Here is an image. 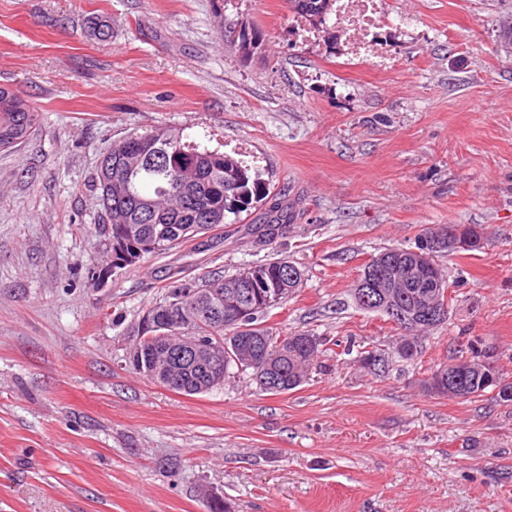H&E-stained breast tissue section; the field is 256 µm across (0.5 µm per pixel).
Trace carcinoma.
Listing matches in <instances>:
<instances>
[{"mask_svg":"<svg viewBox=\"0 0 512 512\" xmlns=\"http://www.w3.org/2000/svg\"><path fill=\"white\" fill-rule=\"evenodd\" d=\"M297 15L310 24L320 26L328 34L330 45H336V31L329 26L335 0H290ZM26 111L18 112L14 102L0 97V150L13 148L29 136L39 121L36 106L25 103ZM180 145L183 153L171 154V145ZM96 186L100 190L102 230L108 238L121 232L130 245L133 266L148 255L163 254L180 243L203 234L218 224L227 223L229 216L240 218L254 201L269 197L256 174L234 157L211 149L184 132L182 128L157 127L143 133H132L107 151L96 174ZM271 198V197H269ZM268 224L259 243L270 245L280 230L288 224V209L276 198H271L268 207ZM154 239L158 250L144 249L141 244ZM295 264L284 259L269 260L254 264L261 273V281L246 285L242 272L226 276L210 273L200 282L178 283L167 289L164 301L186 297V305L198 313L197 318L182 317L171 320L167 313L163 317L172 326L170 334L175 336L188 330L197 336L224 337V343L235 350L224 351V377L235 373L249 372L251 380L264 392L263 364L265 356L272 355L277 348L287 351L284 368V391L300 386L306 376L309 362L322 351L326 340L309 333H298L274 340L269 331L260 325V319L273 308L286 302L297 292L298 287L287 280L286 269ZM412 267L402 266L391 273V292L406 304H413V296L426 292L412 285ZM204 288L206 292L188 296L189 290ZM243 291L240 305L247 310V318L236 321L235 313L224 304V295ZM434 326L422 321L415 328L403 331L396 340L395 355L402 360H411L418 355L419 334ZM265 336L269 339L267 355L251 346L252 338ZM356 352L354 363L363 369L381 373L377 355L386 350L377 346H358L347 349ZM464 362L473 366L462 380L460 388L448 394L455 399L488 394L485 373L480 370V352L476 342L469 341L460 350ZM198 369L185 366L178 377L166 387L181 393L200 394Z\"/></svg>","mask_w":512,"mask_h":512,"instance_id":"cac0c4a2","label":"carcinoma"}]
</instances>
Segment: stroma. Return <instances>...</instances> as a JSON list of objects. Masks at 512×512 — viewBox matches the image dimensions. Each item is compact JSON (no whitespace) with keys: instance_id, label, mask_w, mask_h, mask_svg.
Returning <instances> with one entry per match:
<instances>
[{"instance_id":"1","label":"stroma","mask_w":512,"mask_h":512,"mask_svg":"<svg viewBox=\"0 0 512 512\" xmlns=\"http://www.w3.org/2000/svg\"><path fill=\"white\" fill-rule=\"evenodd\" d=\"M412 16L376 69L298 39L289 0H0V87L40 112L0 153V512H512V403L424 384L478 340L512 377V0H380ZM107 20V39L89 36ZM263 41L242 55L229 32ZM173 126L257 171L293 219L259 245L267 202L105 281L97 167L113 141ZM482 249L436 257L448 320L376 375L341 343L391 349L357 307L363 266L426 227ZM287 259L304 272L261 323L326 338L302 386L247 376L167 389L127 365L169 283Z\"/></svg>"}]
</instances>
